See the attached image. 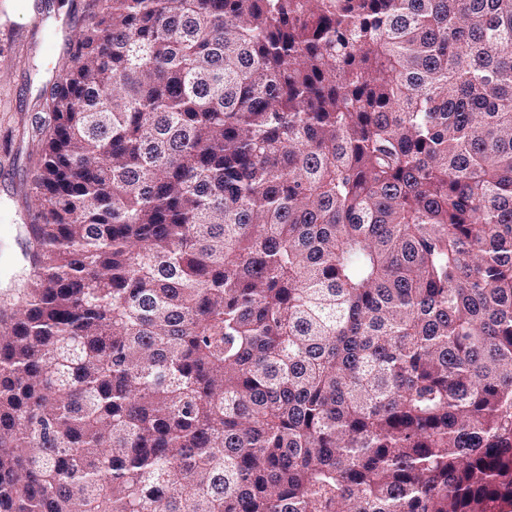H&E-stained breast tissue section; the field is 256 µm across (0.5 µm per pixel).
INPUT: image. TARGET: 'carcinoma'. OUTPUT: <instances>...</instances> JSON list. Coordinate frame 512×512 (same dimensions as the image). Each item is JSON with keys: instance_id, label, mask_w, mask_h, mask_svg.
Listing matches in <instances>:
<instances>
[{"instance_id": "obj_1", "label": "carcinoma", "mask_w": 512, "mask_h": 512, "mask_svg": "<svg viewBox=\"0 0 512 512\" xmlns=\"http://www.w3.org/2000/svg\"><path fill=\"white\" fill-rule=\"evenodd\" d=\"M0 311V512L512 505V0H86Z\"/></svg>"}]
</instances>
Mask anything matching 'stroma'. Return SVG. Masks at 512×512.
I'll use <instances>...</instances> for the list:
<instances>
[{"label": "stroma", "mask_w": 512, "mask_h": 512, "mask_svg": "<svg viewBox=\"0 0 512 512\" xmlns=\"http://www.w3.org/2000/svg\"><path fill=\"white\" fill-rule=\"evenodd\" d=\"M83 0H0V281L23 264L29 244L25 192L38 160L31 120L61 72L56 29Z\"/></svg>", "instance_id": "obj_1"}]
</instances>
